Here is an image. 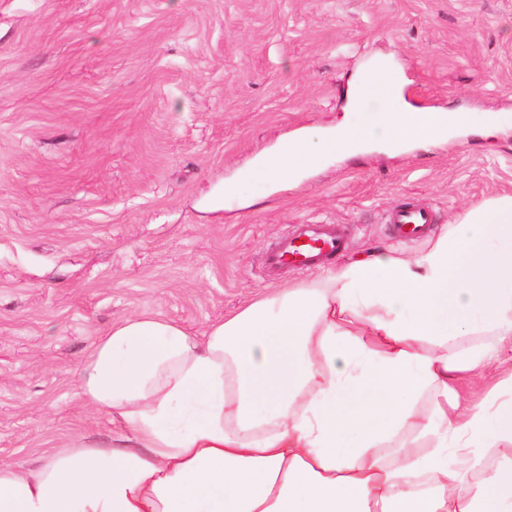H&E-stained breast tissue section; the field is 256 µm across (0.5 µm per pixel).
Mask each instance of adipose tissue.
Wrapping results in <instances>:
<instances>
[{
    "mask_svg": "<svg viewBox=\"0 0 512 512\" xmlns=\"http://www.w3.org/2000/svg\"><path fill=\"white\" fill-rule=\"evenodd\" d=\"M382 114L260 164L300 177L369 142L437 141L470 113L406 103L391 61L349 89ZM492 332L463 359L454 336ZM512 361V195L466 208L414 260L372 251L280 289L200 335L140 315L88 349L77 395L104 443L0 465V512H512V374L460 407L470 373ZM428 397V408L418 399ZM349 436L341 446V436Z\"/></svg>",
    "mask_w": 512,
    "mask_h": 512,
    "instance_id": "ef3b65f1",
    "label": "adipose tissue"
}]
</instances>
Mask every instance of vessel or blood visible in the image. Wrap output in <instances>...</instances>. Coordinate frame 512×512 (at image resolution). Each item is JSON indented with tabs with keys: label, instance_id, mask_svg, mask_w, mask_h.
<instances>
[{
	"label": "vessel or blood",
	"instance_id": "1",
	"mask_svg": "<svg viewBox=\"0 0 512 512\" xmlns=\"http://www.w3.org/2000/svg\"><path fill=\"white\" fill-rule=\"evenodd\" d=\"M390 231L398 238L424 235L433 223L430 211L406 203L392 210ZM348 243L345 227L333 224H305L294 235L285 237L266 255L268 266L311 267L341 253Z\"/></svg>",
	"mask_w": 512,
	"mask_h": 512
}]
</instances>
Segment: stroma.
<instances>
[{
	"mask_svg": "<svg viewBox=\"0 0 512 512\" xmlns=\"http://www.w3.org/2000/svg\"><path fill=\"white\" fill-rule=\"evenodd\" d=\"M407 102L463 109L474 130L332 160L268 183L284 137L378 120L348 106L375 58ZM512 0H0V464L106 439L76 397L98 334L137 314L200 333L319 269L268 272L297 224H343L340 267L412 259L388 214L413 202L439 234L512 195Z\"/></svg>",
	"mask_w": 512,
	"mask_h": 512,
	"instance_id": "1",
	"label": "stroma"
}]
</instances>
